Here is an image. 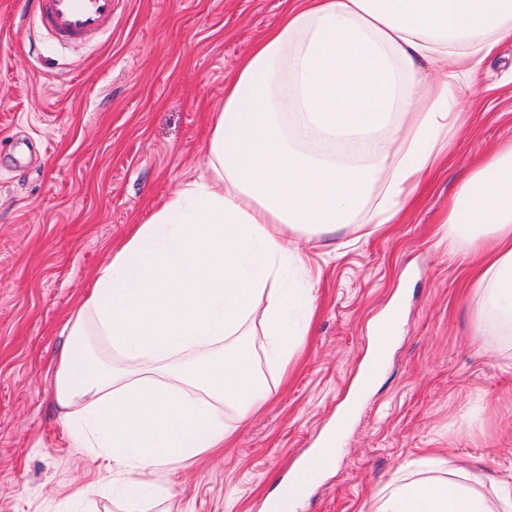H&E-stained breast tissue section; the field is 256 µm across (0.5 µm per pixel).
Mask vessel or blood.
Returning a JSON list of instances; mask_svg holds the SVG:
<instances>
[{"label":"vessel or blood","mask_w":512,"mask_h":512,"mask_svg":"<svg viewBox=\"0 0 512 512\" xmlns=\"http://www.w3.org/2000/svg\"><path fill=\"white\" fill-rule=\"evenodd\" d=\"M115 0H20L19 19L35 17L65 46H77L112 28Z\"/></svg>","instance_id":"b4317fda"}]
</instances>
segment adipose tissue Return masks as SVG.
Here are the masks:
<instances>
[{
    "label": "adipose tissue",
    "mask_w": 512,
    "mask_h": 512,
    "mask_svg": "<svg viewBox=\"0 0 512 512\" xmlns=\"http://www.w3.org/2000/svg\"><path fill=\"white\" fill-rule=\"evenodd\" d=\"M512 39V0H295L224 89L207 172L185 181L92 276L66 323L53 398L115 474H151L219 447L225 409L269 396L237 354L262 314L283 370L308 329L298 239L391 224L458 128V96ZM448 238L480 257L477 332L512 334V141L462 177ZM451 478L397 480L377 512H512Z\"/></svg>",
    "instance_id": "adipose-tissue-1"
}]
</instances>
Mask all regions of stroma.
Segmentation results:
<instances>
[{
  "instance_id": "1",
  "label": "stroma",
  "mask_w": 512,
  "mask_h": 512,
  "mask_svg": "<svg viewBox=\"0 0 512 512\" xmlns=\"http://www.w3.org/2000/svg\"><path fill=\"white\" fill-rule=\"evenodd\" d=\"M292 0H116L80 48L34 40L0 0V512H123L98 449L73 443L52 387L92 271L181 183L204 173L224 85ZM465 125L399 223L298 240L314 313L285 375L223 447L170 469L145 512H262L319 434L333 464L294 512H375L395 480L448 477L488 501L512 483V335L476 333L470 262L444 218L460 176L512 139V43L461 95ZM399 306L380 377L338 416Z\"/></svg>"
}]
</instances>
